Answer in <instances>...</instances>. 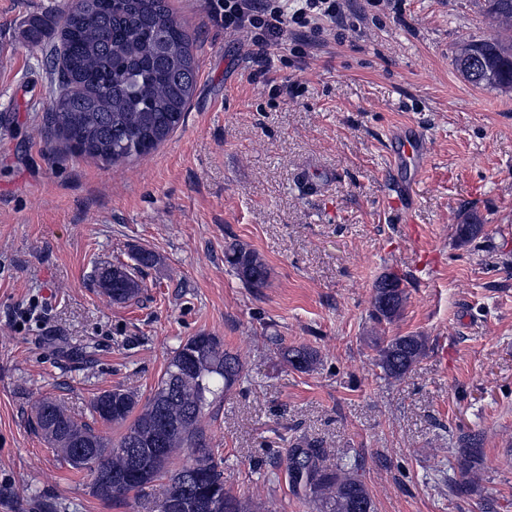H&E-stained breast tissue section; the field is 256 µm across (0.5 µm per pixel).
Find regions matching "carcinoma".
<instances>
[{
  "label": "carcinoma",
  "mask_w": 512,
  "mask_h": 512,
  "mask_svg": "<svg viewBox=\"0 0 512 512\" xmlns=\"http://www.w3.org/2000/svg\"><path fill=\"white\" fill-rule=\"evenodd\" d=\"M482 13L512 26V0H481ZM195 38L173 15L168 0H73L59 24L60 51L47 63L60 91L46 114L53 137L71 152L107 164L125 162L156 149L185 120L197 76ZM457 70L477 87L512 88V39L496 35L464 42ZM482 225L468 216L457 226L469 241ZM224 262L248 288L265 286L269 271L260 254L239 243L224 248ZM98 287L117 303L130 301L142 285L123 265L98 270ZM407 300L402 279L380 278L371 319L393 322ZM376 365L399 380L426 356L427 339L417 334L374 339ZM292 369L308 372L319 362L307 346L282 353ZM244 372L239 354L214 336L189 337L168 358L163 375L146 400L121 386L94 397L90 413L106 427L124 432L113 441L75 418L57 400L34 408L32 426L77 473L90 478L92 495L134 507L152 497L159 512H262L249 498L224 488V457L203 425L205 412L224 399ZM479 440L467 436L460 449V481L468 492L471 470L481 460ZM325 451L306 442L288 450L286 471L315 512H374L372 496L358 475L323 465ZM154 461L151 477L134 470L133 458Z\"/></svg>",
  "instance_id": "carcinoma-1"
}]
</instances>
